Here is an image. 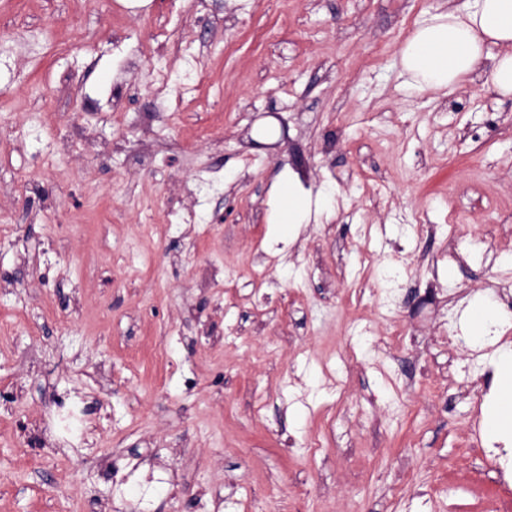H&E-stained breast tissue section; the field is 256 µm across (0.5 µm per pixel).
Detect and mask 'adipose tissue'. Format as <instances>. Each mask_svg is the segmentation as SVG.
I'll list each match as a JSON object with an SVG mask.
<instances>
[{"mask_svg": "<svg viewBox=\"0 0 512 512\" xmlns=\"http://www.w3.org/2000/svg\"><path fill=\"white\" fill-rule=\"evenodd\" d=\"M504 46L490 80L501 95H512V0H469L464 9L440 12L420 24L400 51V67L416 91L442 90L469 79L486 45ZM500 410L490 433L512 430V351L496 358Z\"/></svg>", "mask_w": 512, "mask_h": 512, "instance_id": "ef3b65f1", "label": "adipose tissue"}]
</instances>
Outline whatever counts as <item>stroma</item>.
<instances>
[{
  "instance_id": "1",
  "label": "stroma",
  "mask_w": 512,
  "mask_h": 512,
  "mask_svg": "<svg viewBox=\"0 0 512 512\" xmlns=\"http://www.w3.org/2000/svg\"><path fill=\"white\" fill-rule=\"evenodd\" d=\"M465 5L0 0V512L512 501L486 458L512 432L467 392L512 337L440 336L512 286L503 49L437 94L398 65L423 19ZM285 176L327 206L289 241ZM394 320L414 343L388 344ZM61 397L88 430L33 446ZM490 80L501 95H512V52H505L494 59Z\"/></svg>"
}]
</instances>
